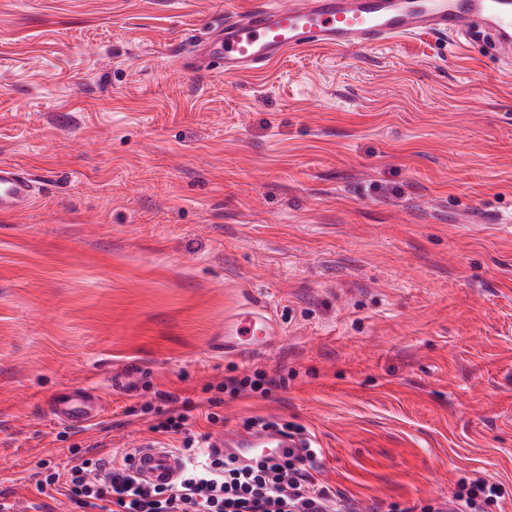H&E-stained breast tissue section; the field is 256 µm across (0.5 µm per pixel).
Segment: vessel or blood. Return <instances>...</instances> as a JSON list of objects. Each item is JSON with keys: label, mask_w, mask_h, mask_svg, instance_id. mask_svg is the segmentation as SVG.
Masks as SVG:
<instances>
[{"label": "vessel or blood", "mask_w": 512, "mask_h": 512, "mask_svg": "<svg viewBox=\"0 0 512 512\" xmlns=\"http://www.w3.org/2000/svg\"><path fill=\"white\" fill-rule=\"evenodd\" d=\"M434 33L468 43L480 40L512 59V0H262L251 11L229 14L218 38L197 55L203 68L220 65L235 76L267 68L289 52L325 48L345 50L380 46L394 40ZM37 191L33 180L12 165L0 166V214L30 207ZM278 329L273 313L255 301L224 325L225 353H249L268 346ZM54 417L87 425L102 412L99 400L83 389L56 398ZM216 445L240 461H262L298 454L305 442L275 430L224 433ZM141 481L171 485L183 472L182 457L154 441H141L125 455Z\"/></svg>", "instance_id": "1"}]
</instances>
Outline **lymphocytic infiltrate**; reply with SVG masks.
<instances>
[{
	"mask_svg": "<svg viewBox=\"0 0 512 512\" xmlns=\"http://www.w3.org/2000/svg\"><path fill=\"white\" fill-rule=\"evenodd\" d=\"M210 439L207 432L184 438L185 470L168 487L143 485L102 457L84 460L64 478L45 475L40 486L63 485L77 512H356L308 469L316 449L306 448L301 458L238 466L224 460ZM505 494L504 484L464 477L434 512H482Z\"/></svg>",
	"mask_w": 512,
	"mask_h": 512,
	"instance_id": "lymphocytic-infiltrate-1",
	"label": "lymphocytic infiltrate"
}]
</instances>
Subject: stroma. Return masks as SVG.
I'll return each instance as SVG.
<instances>
[{
	"instance_id": "35a3bbf8",
	"label": "stroma",
	"mask_w": 512,
	"mask_h": 512,
	"mask_svg": "<svg viewBox=\"0 0 512 512\" xmlns=\"http://www.w3.org/2000/svg\"><path fill=\"white\" fill-rule=\"evenodd\" d=\"M259 2L0 0V164L39 190L0 215V501L72 512L37 472L122 460L161 391L191 433L301 430L359 512L512 487V70L434 35L198 67ZM251 298L281 334L225 353ZM277 386V380L268 377L264 372H255L253 376H244L242 378L230 376L224 379L221 385L222 390H230V392L242 393H260L267 395L272 387ZM51 410L57 420L81 426L96 421L101 415L102 405L86 390L76 389L63 397L54 399Z\"/></svg>"
}]
</instances>
